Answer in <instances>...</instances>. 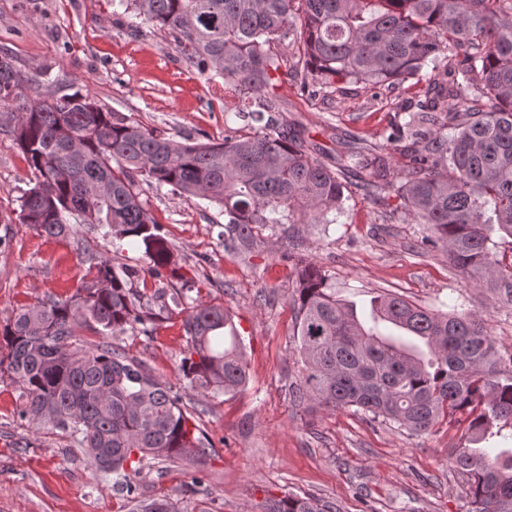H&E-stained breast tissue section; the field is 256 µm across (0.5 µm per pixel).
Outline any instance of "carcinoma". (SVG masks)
Segmentation results:
<instances>
[{
  "instance_id": "1",
  "label": "carcinoma",
  "mask_w": 512,
  "mask_h": 512,
  "mask_svg": "<svg viewBox=\"0 0 512 512\" xmlns=\"http://www.w3.org/2000/svg\"><path fill=\"white\" fill-rule=\"evenodd\" d=\"M135 29L172 36L200 74L221 77L242 102L250 131L222 143L177 142L100 106L79 88L30 97L9 56H0V109L34 174L18 217L52 237L89 224L115 246L143 251L137 271L89 256L94 278L67 299L22 309L0 330V373L25 398L21 417L66 432L102 477L128 494L130 476L153 460L202 457L208 447L182 397L109 345L89 347L80 331L109 336L144 322L132 289L139 273L159 275L172 251L138 200L137 178L199 198L224 213L221 237L242 247L265 229L294 238V224H330L347 200L348 164L324 162L299 130L265 117L287 66L273 46L289 42L310 72L311 94L336 84L381 88L427 83L425 99L397 112L387 141L403 145L410 178L387 179L382 148L346 152L376 202L397 197L464 276H488L512 299V263L494 233L512 238V0H119ZM451 130L448 135L444 130ZM77 138L73 152L68 140ZM314 264L296 270L297 348L307 374L300 403L355 408L411 436L441 418L465 425L452 468L466 512H512V450L494 458L480 445L512 430V352L496 347L477 314L435 312L401 296L372 300V319L419 341L385 336L352 305L327 292ZM181 371L188 387L214 397L246 385L245 353L231 313L197 306L184 321ZM140 512H183L166 498ZM266 512H332L313 497L267 501Z\"/></svg>"
}]
</instances>
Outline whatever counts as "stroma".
<instances>
[{"label": "stroma", "instance_id": "1", "mask_svg": "<svg viewBox=\"0 0 512 512\" xmlns=\"http://www.w3.org/2000/svg\"><path fill=\"white\" fill-rule=\"evenodd\" d=\"M9 54L41 93L84 87L103 107L174 140L223 142L239 98L222 78L193 68L172 37L132 31L116 0H0V53ZM425 84L366 89L346 84L310 97L289 76L277 90L283 118L319 153L336 158L335 130L385 143L396 110ZM34 180L0 114V326L20 307L71 296L92 274L86 254L117 267L143 266L138 247L112 248L96 230L55 238L18 220V198ZM139 199L171 244L174 263L131 287L144 323L112 337L86 329V345L112 344L178 391L213 449L208 456L159 462L133 475L136 496L97 476L71 438L21 417L24 399L0 380V512H136L138 501L167 497L183 512H263L271 497H314L335 512H465L451 467L462 430L439 423L430 434L370 420L355 409L298 403L305 366L294 336L295 264L326 271L337 299L368 314L380 293L441 312L482 316L498 348L512 351V302L485 279L463 276L442 248L421 246L425 225L390 198L381 206L351 187L332 224H303L294 242L262 232L250 248L224 244L219 208L138 181ZM184 294L182 305L171 298ZM224 304L234 316L248 383L211 397L188 388L180 364L183 321L193 307ZM202 478L201 492L189 489Z\"/></svg>", "mask_w": 512, "mask_h": 512}]
</instances>
